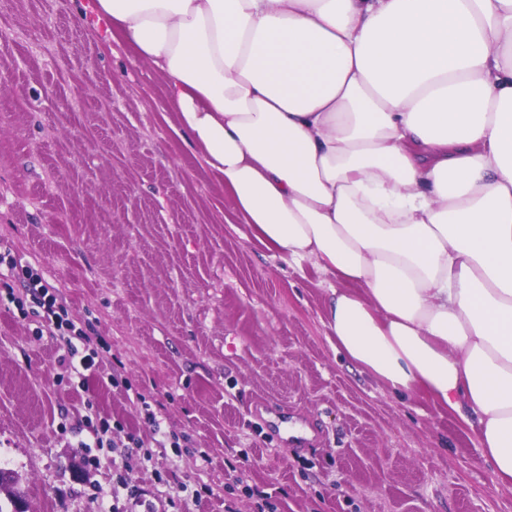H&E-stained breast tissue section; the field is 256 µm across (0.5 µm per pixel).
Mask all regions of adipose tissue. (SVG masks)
<instances>
[{
	"instance_id": "adipose-tissue-1",
	"label": "adipose tissue",
	"mask_w": 512,
	"mask_h": 512,
	"mask_svg": "<svg viewBox=\"0 0 512 512\" xmlns=\"http://www.w3.org/2000/svg\"><path fill=\"white\" fill-rule=\"evenodd\" d=\"M242 223L336 279L338 352L512 484V0H84Z\"/></svg>"
}]
</instances>
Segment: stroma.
<instances>
[{"instance_id": "obj_1", "label": "stroma", "mask_w": 512, "mask_h": 512, "mask_svg": "<svg viewBox=\"0 0 512 512\" xmlns=\"http://www.w3.org/2000/svg\"><path fill=\"white\" fill-rule=\"evenodd\" d=\"M0 57V251L102 339L81 382L0 299V461L29 512H512L466 424L337 353L335 279L240 223L160 71L76 0H0Z\"/></svg>"}]
</instances>
